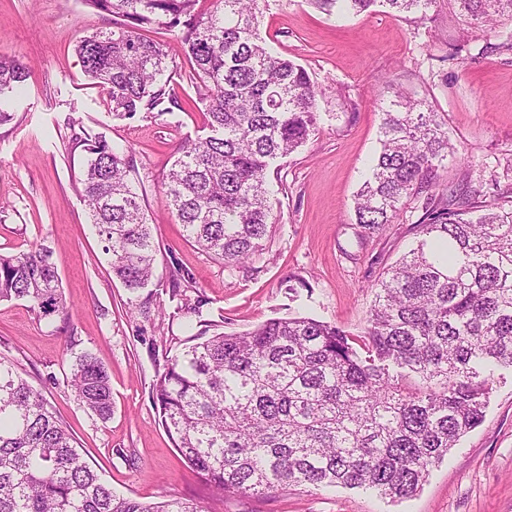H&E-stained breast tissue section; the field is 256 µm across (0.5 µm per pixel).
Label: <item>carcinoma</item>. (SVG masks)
I'll list each match as a JSON object with an SVG mask.
<instances>
[{
	"instance_id": "carcinoma-1",
	"label": "carcinoma",
	"mask_w": 512,
	"mask_h": 512,
	"mask_svg": "<svg viewBox=\"0 0 512 512\" xmlns=\"http://www.w3.org/2000/svg\"><path fill=\"white\" fill-rule=\"evenodd\" d=\"M112 29L82 37L85 73L109 89L113 114L168 112L179 101L162 80L166 54L146 26L182 30L196 99L210 135L176 151L163 185L186 239L233 270L262 253L276 218L267 170L318 131V90L307 70L258 33V0H84ZM366 11L380 2L426 16L435 0H310ZM494 28L512 0H448ZM0 57V95L29 76ZM80 184L112 276L137 292L151 282L157 249L123 157L100 137ZM455 148L440 113L397 91L383 112L379 148L355 196L356 224L374 234L404 201L424 198L422 239L375 284L356 348L334 324L268 319L235 333L203 330L165 359L152 387L162 423L189 466L217 493L265 496L304 486L364 487L413 497L430 467L483 419L490 374L512 368V199L484 204L476 191L442 186ZM52 252L37 244L0 255V301L24 300L44 319L68 318ZM185 275L166 293L174 314L195 312ZM68 385L99 419L112 415L106 368L73 357ZM0 512H202L193 503L146 504L120 496L82 459L42 392L0 357Z\"/></svg>"
}]
</instances>
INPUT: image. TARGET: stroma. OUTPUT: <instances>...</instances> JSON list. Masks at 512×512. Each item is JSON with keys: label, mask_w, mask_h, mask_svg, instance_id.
Returning a JSON list of instances; mask_svg holds the SVG:
<instances>
[{"label": "stroma", "mask_w": 512, "mask_h": 512, "mask_svg": "<svg viewBox=\"0 0 512 512\" xmlns=\"http://www.w3.org/2000/svg\"><path fill=\"white\" fill-rule=\"evenodd\" d=\"M259 32L318 86L319 131L267 172L277 216L263 254L225 270L187 242L161 188L177 147L208 133L192 64L179 30L147 29L167 54L165 73L182 107L131 118L112 115L107 86L90 79L76 53L81 37L112 26L84 0H0V56L31 68L12 94L14 118L0 125V253L50 248L69 318L38 317L26 302L0 301V353L40 389L77 446L119 495L172 498L201 512H512V369L491 382L484 418L435 464L417 494L389 502L363 488L288 491L267 497L216 495L178 453L152 402L159 365L179 353L183 318H160L171 274H188L200 321L242 332L275 317L307 315L360 335L374 284L410 249L422 212L406 201L378 234L357 225L354 195L378 147L382 112L395 89L438 112L457 152L445 182L471 175L486 196L512 192V22L485 33L437 0L425 18L381 5L326 14L309 0H260ZM468 50L456 53L460 43ZM104 137L130 149L142 205L158 248L153 284L130 292L109 267L78 178L80 140ZM92 353L108 370L112 416L77 401L66 376L74 355Z\"/></svg>", "instance_id": "stroma-1"}]
</instances>
